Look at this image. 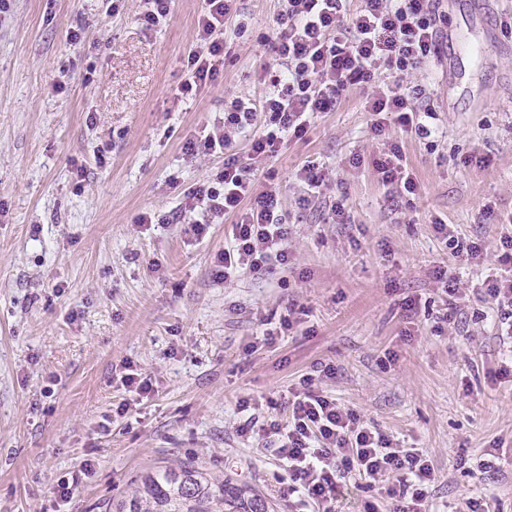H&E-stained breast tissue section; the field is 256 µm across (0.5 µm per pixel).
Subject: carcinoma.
I'll use <instances>...</instances> for the list:
<instances>
[{"instance_id": "1", "label": "carcinoma", "mask_w": 512, "mask_h": 512, "mask_svg": "<svg viewBox=\"0 0 512 512\" xmlns=\"http://www.w3.org/2000/svg\"><path fill=\"white\" fill-rule=\"evenodd\" d=\"M268 501L245 484L187 462L143 476L115 512H269Z\"/></svg>"}]
</instances>
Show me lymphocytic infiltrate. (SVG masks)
<instances>
[{
    "instance_id": "obj_1",
    "label": "lymphocytic infiltrate",
    "mask_w": 512,
    "mask_h": 512,
    "mask_svg": "<svg viewBox=\"0 0 512 512\" xmlns=\"http://www.w3.org/2000/svg\"><path fill=\"white\" fill-rule=\"evenodd\" d=\"M230 0H203L197 18L196 48L187 58L188 78L181 93L200 92L216 81L224 65V26L231 18ZM281 0L272 50L281 67L264 71L268 93L260 105L232 99L224 118L206 134L188 139L185 154L220 157L224 167L209 184L189 188L181 214L193 215L195 234L232 218V234L217 256L225 280L287 265L288 223L277 188H258L250 166L233 154L246 141L251 158L277 156L288 138L302 137L312 119L335 111L342 95L367 84L365 109L375 133L395 123L404 131L429 136L431 108L422 106L405 76L420 71L438 53L436 0ZM387 71L388 80L378 77ZM374 167L383 185L407 192L416 176L400 147L382 152ZM499 268L486 275L483 293L497 310L501 330L512 339V236L502 240ZM249 416L239 432L273 440L274 454L288 472V494L318 512H335L337 496L347 483L373 487L389 477L393 512H427L435 469L420 450L402 448L389 436L326 394L305 377L303 390L288 407L284 421L261 424L258 403L243 401Z\"/></svg>"
}]
</instances>
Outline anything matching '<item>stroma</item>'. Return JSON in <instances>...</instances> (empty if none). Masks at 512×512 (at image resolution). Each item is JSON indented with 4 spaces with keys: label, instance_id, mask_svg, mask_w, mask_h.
<instances>
[{
    "label": "stroma",
    "instance_id": "stroma-1",
    "mask_svg": "<svg viewBox=\"0 0 512 512\" xmlns=\"http://www.w3.org/2000/svg\"><path fill=\"white\" fill-rule=\"evenodd\" d=\"M199 8L173 0L151 30L145 0H9L0 11V512H54L67 473L78 477L68 512H105L140 475L186 461L297 512L284 465L238 435V404L256 399L260 422L281 419L322 365L335 369L324 391L430 458L432 512H465L472 497L512 512V381L492 378L512 341L479 290L512 233V0H439L440 30L457 43L407 78L435 134H375L361 85L276 157L239 145L257 184L280 190L290 260L226 283L216 256L230 223L199 237L178 212L224 161L183 145L225 99L265 94L280 4L234 0L245 27L224 28L222 75L180 97ZM394 143L415 192L378 181L372 160ZM310 160L349 223L300 207ZM147 213L164 223L140 224ZM438 218L480 241L485 264L464 267ZM444 266L462 270L452 313L433 276ZM286 320L274 343L259 340L262 324ZM128 369L153 390L122 415Z\"/></svg>",
    "mask_w": 512,
    "mask_h": 512
}]
</instances>
